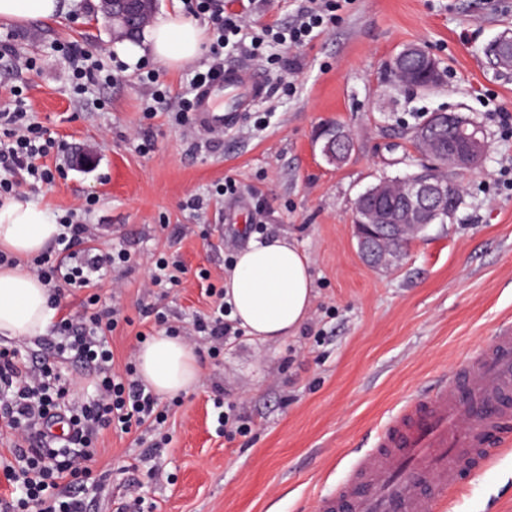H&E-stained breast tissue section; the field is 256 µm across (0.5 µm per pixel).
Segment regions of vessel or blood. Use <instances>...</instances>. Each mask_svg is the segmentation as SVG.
I'll list each match as a JSON object with an SVG mask.
<instances>
[{
    "instance_id": "1",
    "label": "vessel or blood",
    "mask_w": 512,
    "mask_h": 512,
    "mask_svg": "<svg viewBox=\"0 0 512 512\" xmlns=\"http://www.w3.org/2000/svg\"><path fill=\"white\" fill-rule=\"evenodd\" d=\"M266 92L256 72L225 69L194 99L197 126H235ZM512 391V323L467 367L440 379L424 398L405 402L379 431L372 450L321 499V512H433L457 486L459 473L488 458L486 438L512 418L502 403Z\"/></svg>"
}]
</instances>
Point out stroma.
I'll return each instance as SVG.
<instances>
[{
  "label": "stroma",
  "instance_id": "stroma-1",
  "mask_svg": "<svg viewBox=\"0 0 512 512\" xmlns=\"http://www.w3.org/2000/svg\"><path fill=\"white\" fill-rule=\"evenodd\" d=\"M305 0H233L253 30L284 27ZM99 0H68L61 18L15 25L20 56L0 58V110L21 90L63 153L46 157L55 179L22 194L51 216L97 203L85 216L92 243L123 250L132 261L118 284L104 282L122 324L112 336L114 366L135 361L138 335L154 326H190L209 311L210 287H222L229 260L258 232L285 235L309 257L315 300L293 336L261 343L228 341L219 356L196 344L199 387L163 398L165 423L107 433L92 478H104L92 512H319L320 500L370 450L402 404L432 388L512 321V72L497 73L486 49L512 33V0H350L327 30L307 44H267L261 60L224 54L228 68L252 69L267 96L219 138L200 135L190 118L145 110L155 88L193 95L192 77L209 59L168 67L128 62L123 42L98 12ZM110 56L120 71L88 93L71 91L58 44ZM429 48L445 84L407 93L386 75L402 48ZM157 82H149L147 70ZM456 111L486 131L489 148L464 181L453 219L430 225L402 263L378 271L360 257L353 229L358 196L379 177L404 175L418 154L412 127L433 112ZM342 124L356 147L343 166L328 163L320 129ZM153 148L142 153V140ZM95 149L97 166L73 168L74 154ZM235 179L239 193L217 195ZM200 199L197 210L186 203ZM181 265L182 282L152 288L157 257ZM250 423L219 432L215 395ZM496 454L448 495L440 512H512V420ZM164 441L160 452L148 443Z\"/></svg>",
  "mask_w": 512,
  "mask_h": 512
}]
</instances>
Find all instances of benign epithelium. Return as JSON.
<instances>
[{
  "instance_id": "obj_1",
  "label": "benign epithelium",
  "mask_w": 512,
  "mask_h": 512,
  "mask_svg": "<svg viewBox=\"0 0 512 512\" xmlns=\"http://www.w3.org/2000/svg\"><path fill=\"white\" fill-rule=\"evenodd\" d=\"M155 0H100V12L112 25L116 38H127L135 30L134 23L150 20ZM424 69L430 75L428 85L436 87L445 78L435 55L423 46L412 45L400 51L391 61L392 78L402 87L418 90L413 80L414 69ZM448 128V151L435 145L439 128ZM348 133L327 127L318 141L323 156L331 164L341 165L349 157L353 145ZM415 139L424 146V154L439 161L437 168L450 167L467 172L477 166L487 151L488 143L481 128L459 112H437L431 121L418 129ZM455 200L448 197V186L432 177L414 176L393 184L383 178L367 189L357 200L355 229L357 246L362 260L371 268L388 269L401 263L403 255L389 249L387 235L417 236L444 214H451Z\"/></svg>"
}]
</instances>
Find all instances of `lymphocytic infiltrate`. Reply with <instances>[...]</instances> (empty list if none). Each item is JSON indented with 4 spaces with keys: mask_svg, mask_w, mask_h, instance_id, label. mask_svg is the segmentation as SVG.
Listing matches in <instances>:
<instances>
[{
    "mask_svg": "<svg viewBox=\"0 0 512 512\" xmlns=\"http://www.w3.org/2000/svg\"><path fill=\"white\" fill-rule=\"evenodd\" d=\"M336 0H307L294 25L280 30L261 29L250 43L238 42L245 24L237 14L226 12L224 0H189V14L208 16L214 41L210 47L211 64L196 71V85H203L222 70L221 56L230 43L249 56H259L266 41L300 44L333 23ZM56 142L46 127L37 121L23 101L0 111V201L19 196L15 172H26L34 181L50 183L52 170L44 158ZM80 213L62 216L52 254L36 259L33 270L57 294L84 290L78 319L61 318L54 327L56 337L47 346L57 354H69L85 365L97 378L96 393L79 412H68L65 398L68 379L47 366H35L15 352H0V419L20 433V443L12 449V461L0 465L10 487L9 495H0V512H88L89 500L84 479L74 461L90 459L98 452L101 431L126 432L132 426L160 422L165 416L154 394L133 372L115 374L109 339L119 323L115 306L103 301L97 291L115 262H129L125 252L112 255L92 247L91 229L83 224ZM231 307L217 301L211 312L200 315L194 331L203 336L210 352H219L226 340L240 336ZM66 421L70 433L59 439L51 428Z\"/></svg>",
    "mask_w": 512,
    "mask_h": 512,
    "instance_id": "1",
    "label": "lymphocytic infiltrate"
}]
</instances>
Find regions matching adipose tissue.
Returning a JSON list of instances; mask_svg holds the SVG:
<instances>
[{
  "label": "adipose tissue",
  "mask_w": 512,
  "mask_h": 512,
  "mask_svg": "<svg viewBox=\"0 0 512 512\" xmlns=\"http://www.w3.org/2000/svg\"><path fill=\"white\" fill-rule=\"evenodd\" d=\"M65 10L63 0H0V22L50 20ZM205 41L202 27L174 4L149 26L142 46L126 51L129 60L143 54L170 67L191 62ZM60 232L40 206L18 198L0 204V251L15 256L13 268L0 266V336L42 335L54 314L50 288L26 265ZM224 299L247 335L276 342L294 335L307 320L314 293L308 257L282 235H273L240 250L224 280ZM141 379L161 397L198 386L202 368L193 347L182 337L164 333L138 352Z\"/></svg>",
  "instance_id": "obj_1"
}]
</instances>
